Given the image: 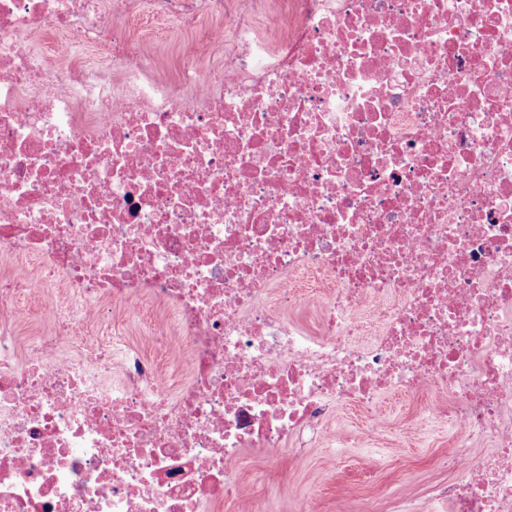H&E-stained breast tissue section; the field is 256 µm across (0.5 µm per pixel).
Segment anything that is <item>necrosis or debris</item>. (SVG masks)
<instances>
[{
  "mask_svg": "<svg viewBox=\"0 0 512 512\" xmlns=\"http://www.w3.org/2000/svg\"><path fill=\"white\" fill-rule=\"evenodd\" d=\"M146 10L213 18L223 71L152 77ZM47 29L106 62L36 53ZM0 257L43 268L0 286V512H206L245 450L425 388L448 512H512V0H0ZM20 288L66 291L21 355ZM149 299L177 392L139 356L113 380L121 339L64 354Z\"/></svg>",
  "mask_w": 512,
  "mask_h": 512,
  "instance_id": "obj_1",
  "label": "necrosis or debris"
}]
</instances>
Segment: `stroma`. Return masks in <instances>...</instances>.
<instances>
[{
	"instance_id": "stroma-1",
	"label": "stroma",
	"mask_w": 512,
	"mask_h": 512,
	"mask_svg": "<svg viewBox=\"0 0 512 512\" xmlns=\"http://www.w3.org/2000/svg\"><path fill=\"white\" fill-rule=\"evenodd\" d=\"M213 21L198 18L192 27L163 23L147 16L129 21L126 32L140 40L152 59V74L177 82L182 55L190 43L203 42ZM147 322L129 318L113 306L104 323H91L79 334L88 346L119 336L127 350L148 357L161 385L176 390L186 377L173 342L160 343L149 336ZM430 402L438 419L428 427L412 425L423 402ZM448 403L434 391L423 396L388 395L378 404L375 417L342 404L328 421L331 445H300L289 441L280 461L251 453L233 466L230 475L248 487L249 497H228L208 505V512H296L299 502L316 498L319 512H448L447 490L460 474L440 467L452 451L453 432L445 419Z\"/></svg>"
}]
</instances>
